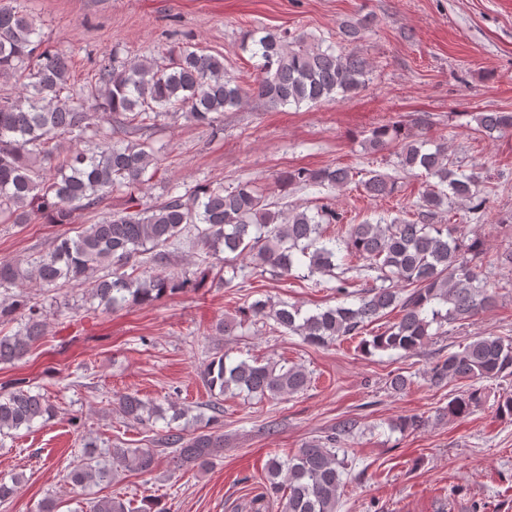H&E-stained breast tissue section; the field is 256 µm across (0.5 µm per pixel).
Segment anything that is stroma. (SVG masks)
<instances>
[{"label": "stroma", "mask_w": 512, "mask_h": 512, "mask_svg": "<svg viewBox=\"0 0 512 512\" xmlns=\"http://www.w3.org/2000/svg\"><path fill=\"white\" fill-rule=\"evenodd\" d=\"M33 15L41 35L72 62L75 84L93 74L99 57L161 59L172 46L196 45L219 55L241 84L252 83L256 62L242 43L256 28L305 32L333 42L339 25L370 13L374 26L358 50L373 65L368 86L339 103L285 109L254 98L226 112L218 128L182 116L158 121L146 137L160 148L159 171L137 197L150 204L168 186L190 189L199 183L226 188L252 180L283 204L315 208L330 204L343 216L328 225L344 234L365 218L409 219L424 189L421 176H402L400 192L373 199L355 186L317 192L294 187L281 191V172L341 165L360 177L393 172V153L373 154L363 142L378 125L430 118L428 133L448 147L480 178L487 192L484 216L453 205L450 223L458 235L477 237V260L497 288L493 307L474 321L451 324L445 336L415 354H366L360 337L326 347L297 335L280 336L250 325L238 336H219L214 326L254 300L271 297L302 308L334 306L337 281L282 278L273 270L244 267L232 287H216L221 260L200 246L183 245L172 257L174 269L208 284L187 288L149 305L106 314L85 291L73 286H29L46 311L44 338L22 362L0 364V391L19 380L47 395L56 415L0 439V475L24 477L20 493L0 503V512H37L55 497L58 512H89V501L112 496L142 505L161 500L169 512H277L264 480L274 453H292L319 438L336 422L355 419L358 432L345 458L344 494L338 512H512V419L499 417L496 403L512 394V377L485 379L484 404L469 416L451 419L441 411L460 385L436 388L425 373L433 363L472 337L492 334L512 340V266L500 262L512 250V133L491 139L477 130L474 114L512 112V0H15ZM129 195L113 192L102 209L80 215L70 225L0 223V261L44 253L62 233L98 223L123 210ZM219 351L238 359L300 364L311 374L302 393L279 399L225 396L224 455L203 471L170 477L165 465L153 473H122L109 486L73 492L65 482L79 458L85 435L103 444L143 446L150 434L129 423L112 406L114 395L138 393L164 404L173 398L202 413L212 396L200 371ZM412 378L404 392H393L395 374ZM417 414L424 428L405 433L389 420Z\"/></svg>", "instance_id": "stroma-1"}]
</instances>
